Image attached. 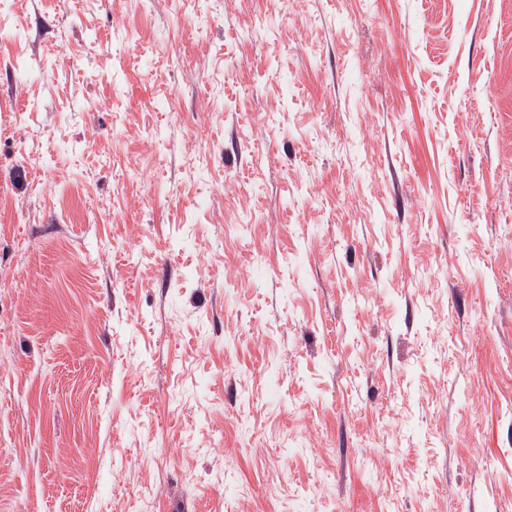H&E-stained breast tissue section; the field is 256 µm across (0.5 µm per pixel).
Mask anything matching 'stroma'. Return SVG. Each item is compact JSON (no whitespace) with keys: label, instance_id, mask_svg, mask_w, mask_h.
<instances>
[{"label":"stroma","instance_id":"35a3bbf8","mask_svg":"<svg viewBox=\"0 0 512 512\" xmlns=\"http://www.w3.org/2000/svg\"><path fill=\"white\" fill-rule=\"evenodd\" d=\"M0 31V512H512V0Z\"/></svg>","mask_w":512,"mask_h":512}]
</instances>
